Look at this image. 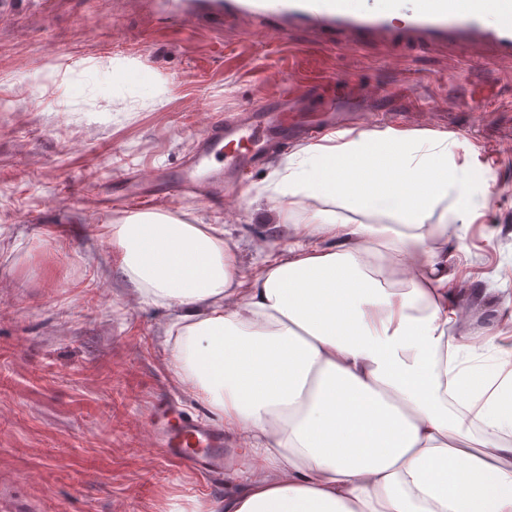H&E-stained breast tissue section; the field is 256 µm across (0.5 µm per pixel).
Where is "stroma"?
Listing matches in <instances>:
<instances>
[{
  "label": "stroma",
  "mask_w": 512,
  "mask_h": 512,
  "mask_svg": "<svg viewBox=\"0 0 512 512\" xmlns=\"http://www.w3.org/2000/svg\"><path fill=\"white\" fill-rule=\"evenodd\" d=\"M336 41L307 28L261 41L239 19L184 36L143 0H0V512H212L223 501V479L179 469L153 446L157 390L195 418L212 414L176 383L159 342L172 310L135 298L100 239L128 216L126 177L165 176L211 115L278 96L281 76L324 74L311 114L341 96L345 78L449 113L458 129L448 151L475 189L471 223L448 237V276L486 302L448 333L480 336L493 324L512 296V193L489 190L512 185V59L468 91L448 83L475 57L465 44L398 39L348 54ZM474 98L490 103L483 120L469 113ZM289 154L262 160L222 205L171 198L157 210L225 225L243 270L256 271L254 240L281 246L260 191Z\"/></svg>",
  "instance_id": "35a3bbf8"
}]
</instances>
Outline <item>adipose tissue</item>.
Masks as SVG:
<instances>
[{"instance_id":"adipose-tissue-1","label":"adipose tissue","mask_w":512,"mask_h":512,"mask_svg":"<svg viewBox=\"0 0 512 512\" xmlns=\"http://www.w3.org/2000/svg\"><path fill=\"white\" fill-rule=\"evenodd\" d=\"M270 182L287 247L254 274L220 226L108 228L136 295L176 311L177 379L255 462L220 512H512V297L501 330L449 335L448 231L472 212L443 139L334 132Z\"/></svg>"}]
</instances>
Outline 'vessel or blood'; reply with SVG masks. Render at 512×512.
<instances>
[{"label": "vessel or blood", "mask_w": 512, "mask_h": 512, "mask_svg": "<svg viewBox=\"0 0 512 512\" xmlns=\"http://www.w3.org/2000/svg\"><path fill=\"white\" fill-rule=\"evenodd\" d=\"M165 10L184 32L210 17L239 15L252 19L253 36H266L272 27L282 35L292 27H311L336 32L339 49L349 52L366 41L389 43L398 35L419 46L466 42L482 53L458 75L467 87L485 84L495 60L512 57V0H165ZM307 95V85L291 81L283 97L247 107L244 116L211 117L196 135L195 153L163 177L155 194L144 196L143 206L152 207L159 194L192 203L223 200L259 161L265 133L313 135V128L288 109L289 100ZM386 96L367 89L362 99L347 98L345 106L368 118ZM150 427L156 448L184 469L206 477L226 473L231 442L223 428L188 417L163 397L152 405Z\"/></svg>", "instance_id": "obj_1"}]
</instances>
